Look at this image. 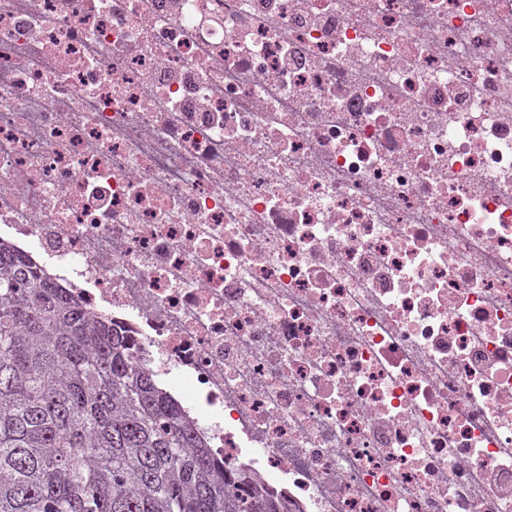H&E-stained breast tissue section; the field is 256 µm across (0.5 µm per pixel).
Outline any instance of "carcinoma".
Here are the masks:
<instances>
[{
	"label": "carcinoma",
	"mask_w": 512,
	"mask_h": 512,
	"mask_svg": "<svg viewBox=\"0 0 512 512\" xmlns=\"http://www.w3.org/2000/svg\"><path fill=\"white\" fill-rule=\"evenodd\" d=\"M288 512L224 475L129 336L0 242V512Z\"/></svg>",
	"instance_id": "obj_1"
}]
</instances>
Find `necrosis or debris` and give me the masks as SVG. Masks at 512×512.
I'll use <instances>...</instances> for the list:
<instances>
[{"label": "necrosis or debris", "instance_id": "4bbe7bcc", "mask_svg": "<svg viewBox=\"0 0 512 512\" xmlns=\"http://www.w3.org/2000/svg\"><path fill=\"white\" fill-rule=\"evenodd\" d=\"M0 240L290 512H512V0H0Z\"/></svg>", "mask_w": 512, "mask_h": 512}]
</instances>
